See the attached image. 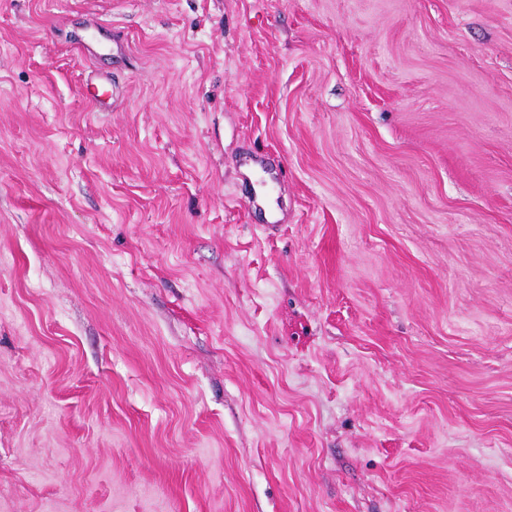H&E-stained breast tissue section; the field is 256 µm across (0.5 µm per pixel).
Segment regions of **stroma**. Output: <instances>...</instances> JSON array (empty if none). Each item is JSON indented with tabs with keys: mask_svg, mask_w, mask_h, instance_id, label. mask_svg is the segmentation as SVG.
Masks as SVG:
<instances>
[{
	"mask_svg": "<svg viewBox=\"0 0 512 512\" xmlns=\"http://www.w3.org/2000/svg\"><path fill=\"white\" fill-rule=\"evenodd\" d=\"M0 512H512V0H0Z\"/></svg>",
	"mask_w": 512,
	"mask_h": 512,
	"instance_id": "obj_1",
	"label": "stroma"
}]
</instances>
